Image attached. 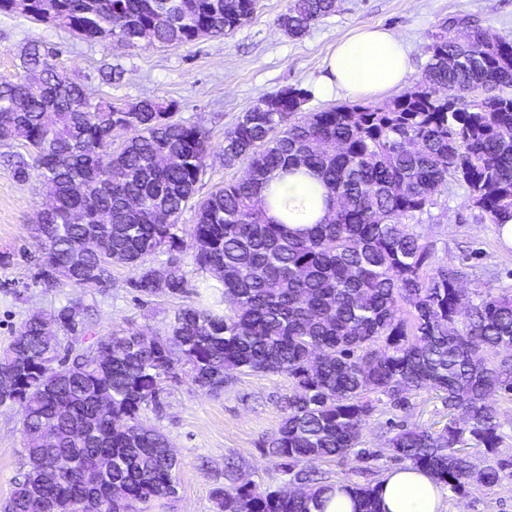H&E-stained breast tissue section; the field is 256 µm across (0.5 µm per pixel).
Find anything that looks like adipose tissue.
Here are the masks:
<instances>
[{"label":"adipose tissue","mask_w":512,"mask_h":512,"mask_svg":"<svg viewBox=\"0 0 512 512\" xmlns=\"http://www.w3.org/2000/svg\"><path fill=\"white\" fill-rule=\"evenodd\" d=\"M410 71L403 38L384 27L366 28L340 40L318 90L326 96L375 97L402 86ZM272 195L301 204L297 223L323 214L321 190L306 176H285L270 185ZM445 490L429 474L406 467L385 474L376 487L383 512H442Z\"/></svg>","instance_id":"obj_1"}]
</instances>
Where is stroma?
I'll list each match as a JSON object with an SVG mask.
<instances>
[{
	"instance_id": "stroma-1",
	"label": "stroma",
	"mask_w": 512,
	"mask_h": 512,
	"mask_svg": "<svg viewBox=\"0 0 512 512\" xmlns=\"http://www.w3.org/2000/svg\"><path fill=\"white\" fill-rule=\"evenodd\" d=\"M288 0H259L250 21L231 36L205 37L181 47L144 45L127 48L112 42H88L63 29L33 20L24 13H0V77L22 76L20 52L39 45L54 54L56 66L83 82L94 99L132 103L156 98L174 103L177 118L205 129L211 155L197 185L198 197L239 177L244 164L225 166L224 133L238 116L259 98L288 85L312 90L305 111L331 107L317 95L326 61L337 40L357 28L379 25L399 33L409 50L412 72L406 88L424 78L429 60L427 47L443 20L469 15L506 40L512 41V0H338L336 11L314 24L298 39L289 38L277 25ZM17 142L0 143V253L11 255L0 264V350L28 317L51 316L76 296L90 307L89 340L114 332L161 331L179 307V299L145 297L131 286V268L116 265L112 281L104 288L79 290L63 286L50 291L36 285L38 212L48 198L37 177L20 181L11 159L25 154ZM466 189L449 182L427 212L408 223L411 232L432 246L433 262L462 266L469 293L512 290V247L505 246L497 225L464 206ZM292 383L287 376L235 374L217 393L192 384L187 376L170 383L159 411H145L143 420L168 439L180 466L175 497L153 501L148 512H217L213 491L224 483V464L235 460L245 479L260 487L288 489L289 477L260 453L261 442L281 421V399ZM503 441L497 455L471 451L477 468L497 463L512 465V401L494 399ZM448 423V409L437 391L411 397L407 409L378 402L362 436L363 447L379 451L378 459L354 458L319 464L333 481L380 482L397 469L398 461L384 456L388 437L399 428L421 426L438 430ZM24 438L16 407L0 406V505L21 472ZM444 512H512V479L494 487L472 481L464 492L446 491Z\"/></svg>"
}]
</instances>
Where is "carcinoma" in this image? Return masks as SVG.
I'll list each match as a JSON object with an SVG mask.
<instances>
[{
	"mask_svg": "<svg viewBox=\"0 0 512 512\" xmlns=\"http://www.w3.org/2000/svg\"><path fill=\"white\" fill-rule=\"evenodd\" d=\"M28 16L91 42L139 46L136 33L154 20V42L181 46L229 36L259 0H30ZM336 12V0H288L277 18L292 38ZM479 39L464 43L457 28ZM421 84L388 103H346L303 112L311 91L286 86L246 109L224 132V165L248 161L245 175L204 199L196 186L208 158L207 133L175 119V105L146 98L133 111L95 102L86 86L58 70L36 45L20 54L25 75L0 77V142H19L15 176L31 173L56 190L40 213L36 238L45 260L35 280L46 289L97 288L112 265L137 271L146 297L188 293L184 241L177 221L194 210V263L224 287V313L181 305L164 330L101 336L85 345L89 309L77 297L49 323L32 316L0 353V378L17 388L25 472L4 512H91L106 491L112 512L177 492L178 460L166 437L144 424L160 406L167 381L184 369L194 385L224 388L231 373L285 374L277 429L260 444L264 458L301 483L281 497L254 482L213 491L218 512H323L345 492L355 512H380L375 487L317 477L315 464L344 459L361 443L376 411L373 394L394 408L430 389L448 413L432 431L401 428L387 439L395 459L461 493L470 455L457 448L468 433L487 455L502 443L491 399L512 400V291L479 301L461 287L465 273L432 266V251L406 221L434 205L452 179L467 187L465 208L491 223L512 220V41L467 17L443 21L427 47ZM487 90L462 102V94ZM118 147H113L115 138ZM306 174L326 190L325 218L288 226V203L259 195L285 174ZM171 218L159 224L155 215ZM163 270L146 265L159 251ZM114 346L118 359L102 360ZM112 453V472L96 464ZM56 476L39 472L43 458Z\"/></svg>",
	"mask_w": 512,
	"mask_h": 512,
	"instance_id": "obj_1",
	"label": "carcinoma"
}]
</instances>
